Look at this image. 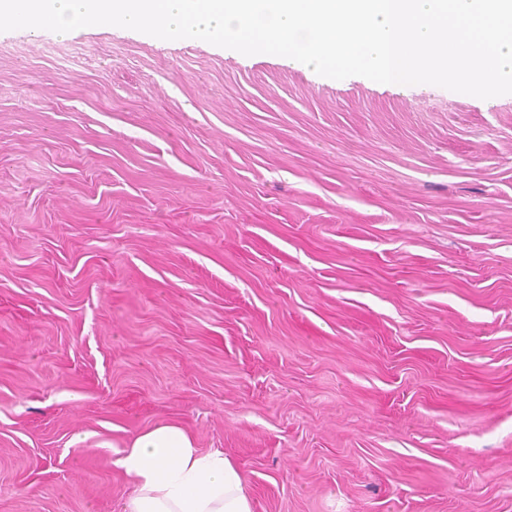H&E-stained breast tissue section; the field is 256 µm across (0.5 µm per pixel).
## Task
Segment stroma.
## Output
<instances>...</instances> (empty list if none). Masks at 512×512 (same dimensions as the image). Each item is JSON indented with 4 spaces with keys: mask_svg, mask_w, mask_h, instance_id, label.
I'll list each match as a JSON object with an SVG mask.
<instances>
[{
    "mask_svg": "<svg viewBox=\"0 0 512 512\" xmlns=\"http://www.w3.org/2000/svg\"><path fill=\"white\" fill-rule=\"evenodd\" d=\"M166 421L253 512H512V98L0 32V512Z\"/></svg>",
    "mask_w": 512,
    "mask_h": 512,
    "instance_id": "obj_1",
    "label": "stroma"
}]
</instances>
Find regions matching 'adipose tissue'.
<instances>
[{
  "mask_svg": "<svg viewBox=\"0 0 512 512\" xmlns=\"http://www.w3.org/2000/svg\"><path fill=\"white\" fill-rule=\"evenodd\" d=\"M135 485L119 512H253L243 478L223 451H201L175 422L134 436L117 461Z\"/></svg>",
  "mask_w": 512,
  "mask_h": 512,
  "instance_id": "obj_1",
  "label": "adipose tissue"
}]
</instances>
